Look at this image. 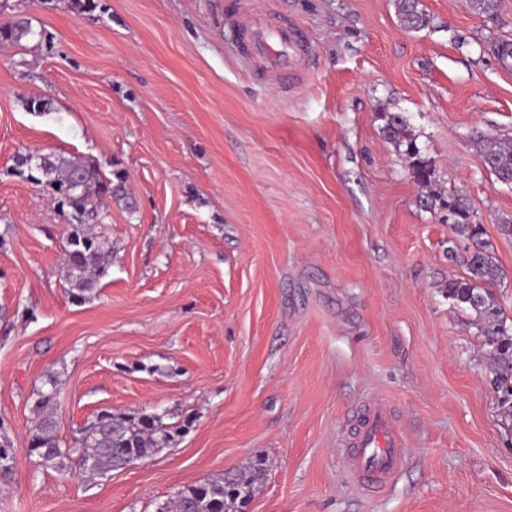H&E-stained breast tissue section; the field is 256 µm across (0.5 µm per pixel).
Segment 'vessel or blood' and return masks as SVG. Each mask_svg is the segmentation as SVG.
Wrapping results in <instances>:
<instances>
[{
  "label": "vessel or blood",
  "mask_w": 512,
  "mask_h": 512,
  "mask_svg": "<svg viewBox=\"0 0 512 512\" xmlns=\"http://www.w3.org/2000/svg\"><path fill=\"white\" fill-rule=\"evenodd\" d=\"M224 17L237 33L242 63L254 75L284 84L305 68L313 52L305 32L276 16L264 0H226ZM345 445L349 472L364 489L386 488L405 463V436L380 400L366 405Z\"/></svg>",
  "instance_id": "1"
}]
</instances>
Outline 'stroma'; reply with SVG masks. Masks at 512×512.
<instances>
[{"mask_svg":"<svg viewBox=\"0 0 512 512\" xmlns=\"http://www.w3.org/2000/svg\"><path fill=\"white\" fill-rule=\"evenodd\" d=\"M12 2L53 47L0 49V512H155L260 457L247 512H512L498 363L445 293L467 270L378 118L405 113L439 185L470 200L512 325V188L474 139L512 137V67L488 49L512 35V0L491 18L421 0L434 26L420 32L393 0H270L313 44L307 80L285 90L237 60L225 0ZM36 96L49 112L26 109ZM27 148L128 175L130 206L99 226L112 266L84 300L64 277V217L10 173ZM52 373L61 445L104 410L190 428L95 478L43 466L29 429ZM378 399L407 463L367 493L343 443Z\"/></svg>","mask_w":512,"mask_h":512,"instance_id":"stroma-1","label":"stroma"}]
</instances>
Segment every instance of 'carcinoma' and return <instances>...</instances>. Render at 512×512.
<instances>
[{"label":"carcinoma","instance_id":"1","mask_svg":"<svg viewBox=\"0 0 512 512\" xmlns=\"http://www.w3.org/2000/svg\"><path fill=\"white\" fill-rule=\"evenodd\" d=\"M468 6L477 15L492 16L499 8V0H468ZM395 8L403 29L419 32L432 27V19L421 8L420 0H395ZM1 13L8 14L0 22L1 50L30 42L37 47H51L52 35L42 24L28 15L11 12L8 0H0ZM490 47L504 65L512 62V39H496ZM380 119L384 138L405 157L414 181L425 189L419 197L420 206L425 210L444 211L449 216V226L457 239L451 240L453 247L448 253L453 254L455 248L464 245L461 258L467 278L448 282L446 295L456 305L472 309L485 322L484 332L489 336L492 353L512 368V328L501 319L502 308L495 295V288L503 282V273L490 250L491 244L482 239L481 224L476 221L469 200L459 192L445 193L437 189L433 163L422 153L404 113L382 112ZM476 142L485 167L498 182L511 186L512 141L480 134ZM12 174L47 189L65 218L66 279L72 297L85 298L112 265V243L96 233L93 225L99 223L111 203L127 199L125 171L115 168L107 173L96 161L50 153L46 169L16 162ZM58 394L59 379L55 375L49 376L45 387L37 390L34 401L37 418L30 430V448L41 464L60 472L74 470L92 476L119 467L132 457L147 460L175 443L189 428L187 423L165 424L156 413L105 410L93 429L81 430L78 447L64 448L53 412ZM263 466L264 460L259 459L252 469L243 470L233 478L216 477L185 486L175 499L162 504L158 512H245L255 491L256 473Z\"/></svg>","mask_w":512,"mask_h":512}]
</instances>
